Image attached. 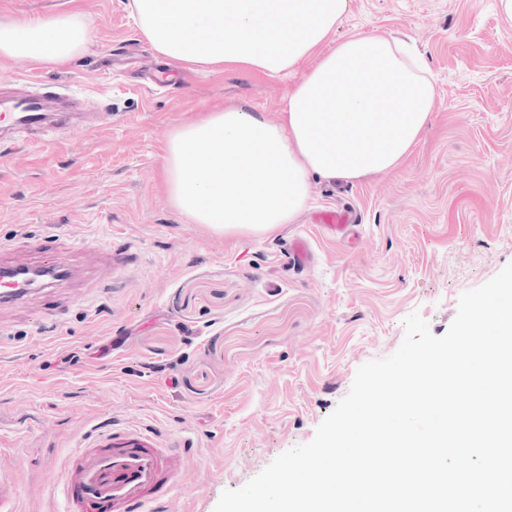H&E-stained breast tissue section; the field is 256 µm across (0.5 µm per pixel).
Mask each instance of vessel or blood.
<instances>
[{"label": "vessel or blood", "mask_w": 512, "mask_h": 512, "mask_svg": "<svg viewBox=\"0 0 512 512\" xmlns=\"http://www.w3.org/2000/svg\"><path fill=\"white\" fill-rule=\"evenodd\" d=\"M40 95L0 98V149L34 138L36 145L49 146L56 132L82 124L83 112L41 111ZM103 123V115L91 117ZM355 212L344 207L321 211L319 225L335 234L356 223ZM55 235L37 237L34 247L39 268L53 271L48 280L28 279L26 267L0 265V307L28 302L36 296L51 297L57 278L67 268L53 243ZM190 450L180 441L157 447L152 431L117 428L96 433L92 442L76 448L70 456L61 491L65 512H166L181 489ZM22 490L7 474H0V512H18Z\"/></svg>", "instance_id": "b4317fda"}]
</instances>
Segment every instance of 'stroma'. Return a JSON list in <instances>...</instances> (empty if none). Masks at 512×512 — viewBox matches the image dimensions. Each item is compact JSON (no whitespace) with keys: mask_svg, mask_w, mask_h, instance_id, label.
Here are the masks:
<instances>
[{"mask_svg":"<svg viewBox=\"0 0 512 512\" xmlns=\"http://www.w3.org/2000/svg\"><path fill=\"white\" fill-rule=\"evenodd\" d=\"M76 11L91 43L45 67L0 59V96L46 85L92 130L0 154V254L29 256L31 226L55 230L81 279L57 295L67 322L33 331L27 307L0 311V465L21 512H60L62 466L93 432L145 427L194 438L174 512H214L277 456L310 442L357 369L392 354L419 312L444 335L460 295L512 263V24L497 0H350L337 37L377 29L423 54L441 106L398 169L351 183L313 180L308 208L273 236L234 240L167 202L165 143L206 109L240 103L277 120L306 70L190 68L140 35L130 0H0V18ZM360 217L356 243L314 222ZM314 262L292 266L290 238ZM356 222L355 212L344 207L327 208L319 215L320 227L335 235L346 232Z\"/></svg>","mask_w":512,"mask_h":512,"instance_id":"1","label":"stroma"}]
</instances>
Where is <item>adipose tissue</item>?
<instances>
[{
  "label": "adipose tissue",
  "instance_id": "1",
  "mask_svg": "<svg viewBox=\"0 0 512 512\" xmlns=\"http://www.w3.org/2000/svg\"><path fill=\"white\" fill-rule=\"evenodd\" d=\"M159 55L198 68L270 74L310 68L277 121L240 106L178 125L165 146L169 204L231 237L273 235L313 179L354 181L400 167L439 99L421 54L387 31L336 39L349 0H131ZM77 12L0 21V58L60 64L84 52Z\"/></svg>",
  "mask_w": 512,
  "mask_h": 512
}]
</instances>
